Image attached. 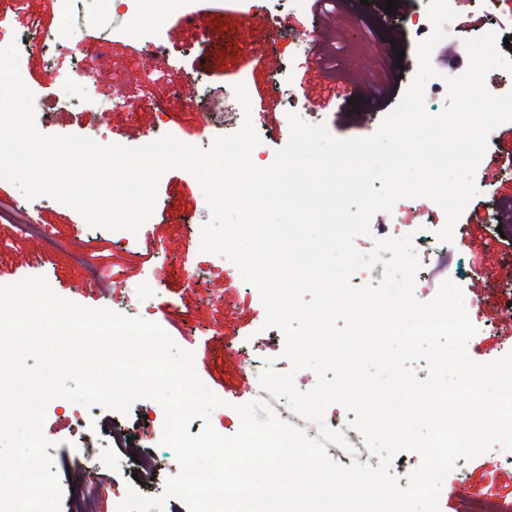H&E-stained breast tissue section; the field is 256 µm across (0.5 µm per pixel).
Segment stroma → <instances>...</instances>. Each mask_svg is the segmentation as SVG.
Masks as SVG:
<instances>
[{
  "label": "stroma",
  "mask_w": 512,
  "mask_h": 512,
  "mask_svg": "<svg viewBox=\"0 0 512 512\" xmlns=\"http://www.w3.org/2000/svg\"><path fill=\"white\" fill-rule=\"evenodd\" d=\"M399 7L386 13L382 0H364L355 11L343 5L315 8L313 0L289 14L282 28L262 21L258 14L241 8L238 0H212L203 13V28L169 20L160 41L166 59L145 64L128 42L112 41L109 50L119 71L108 91L115 104L105 110H77L58 105L63 90L82 81L84 72L98 71L101 60L86 50L81 71L69 66L68 57L47 64L38 53L27 60L26 79L45 100L46 115L39 127L46 135H79L101 145L137 147L154 125L168 127L178 140L209 149L219 131L206 124L186 104L195 91L193 77L205 70L214 87L232 90L247 78L253 126L260 138L252 161L269 166L277 150L290 136L289 109L284 105L277 78L289 80L301 102L310 103L309 123L325 124L337 138L368 137L396 107L415 78L417 48L431 33L428 0H398ZM456 13L449 35L431 53L437 72L430 78L427 112L445 106L446 76L467 69L465 40L487 33L495 38L512 36V0H449ZM52 30L60 25L58 0H14L0 13V25L26 29L29 23ZM400 40H392L391 28ZM305 34L312 41L313 58H292L288 45ZM155 84L166 110L152 112L136 107L146 84ZM358 104H351V97ZM512 121L500 124L488 136L487 150L479 162L474 182L476 195L460 216L449 242L437 233L445 224L442 209L432 200L405 198L392 212H379L370 221V232L357 236L359 251H372L376 240L406 234L426 243H439L438 252L423 258L428 274L418 299H432L444 280L458 284L464 306L476 334L467 344L469 357L479 363L512 351V316L502 310V293L512 290ZM157 217L142 225L131 246L118 242L117 231L92 227L73 208L45 203L31 207V217L45 233L21 237L12 225L0 223V285L25 278L45 277L62 298L88 308H107L124 313L136 302V316L156 322L182 349L194 355V367L202 382L223 401L211 415L212 425H223L225 436L240 428L237 406L258 398V382L241 352L239 342H255L263 364L279 373H293L295 386L313 388V370H293L284 355V336L278 328L265 327V308L258 290L244 281L229 260L201 249L202 227L209 219L203 191L188 171L175 168L161 178L155 203ZM501 323L490 331L489 322ZM74 402L63 397L46 406L43 434L54 462L62 491H69L72 472L81 469L83 440L75 432ZM161 430L139 429L134 443L150 452L161 470L151 487L133 477V466L91 475L100 512H117L128 489L151 498H163L162 512H188L185 502L166 493L170 477L164 464L172 450L161 442ZM512 502V453L499 448L469 460L457 459L439 494V512H467L469 504L483 500Z\"/></svg>",
  "instance_id": "1"
}]
</instances>
